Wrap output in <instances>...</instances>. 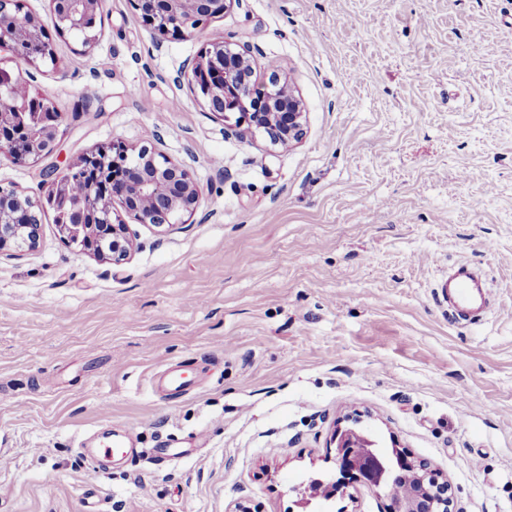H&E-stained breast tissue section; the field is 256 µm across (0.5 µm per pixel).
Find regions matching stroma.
I'll return each mask as SVG.
<instances>
[{
    "label": "stroma",
    "instance_id": "35a3bbf8",
    "mask_svg": "<svg viewBox=\"0 0 512 512\" xmlns=\"http://www.w3.org/2000/svg\"><path fill=\"white\" fill-rule=\"evenodd\" d=\"M106 11L94 52L57 36L33 71L61 158L147 145L202 199L164 235L130 222L119 265L63 242L49 207L35 251L0 253V512H298L354 416L430 464L454 512H512V0H237L193 38L152 34L132 0ZM215 33L293 83L297 145L225 134L174 85ZM0 185L49 193L4 156ZM462 261L490 291L474 325L435 300ZM172 362L197 388L170 401L152 378ZM111 423L146 449L207 441L99 474L79 445ZM345 491L332 512H389Z\"/></svg>",
    "mask_w": 512,
    "mask_h": 512
}]
</instances>
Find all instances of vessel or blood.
I'll use <instances>...</instances> for the list:
<instances>
[{
    "mask_svg": "<svg viewBox=\"0 0 512 512\" xmlns=\"http://www.w3.org/2000/svg\"><path fill=\"white\" fill-rule=\"evenodd\" d=\"M437 298L440 305L448 310L450 319L456 322L471 319L486 302L484 289L472 268L457 264L449 268L438 283ZM158 388L171 396L189 394L193 381L186 370L179 365L166 367L155 379ZM95 465L98 472L105 473L113 466L126 463L140 456L141 451L120 433L104 436L98 447L83 451Z\"/></svg>",
    "mask_w": 512,
    "mask_h": 512,
    "instance_id": "b4317fda",
    "label": "vessel or blood"
}]
</instances>
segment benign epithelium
I'll return each mask as SVG.
<instances>
[{
	"mask_svg": "<svg viewBox=\"0 0 512 512\" xmlns=\"http://www.w3.org/2000/svg\"><path fill=\"white\" fill-rule=\"evenodd\" d=\"M107 0H51L55 28L69 35L84 53L92 52L103 36ZM238 0H134L142 21L153 32L174 30L186 37L203 31L210 19L223 14ZM8 48L16 69H0V89L26 85L31 78L27 67L46 60L55 61L38 17L20 11L17 0H0V49ZM269 74L261 83L253 80L255 69L250 48H231L219 34L190 66L188 83L200 91L209 110L224 118L236 115L234 126L247 125L251 135L261 134L273 147L284 151L305 134V112L298 94L278 66H267ZM62 113L37 94L21 98L10 110H0V156L20 165L42 166L57 151V133ZM96 147L67 163V174L52 182L49 196L62 232L75 234L79 226L87 235V251L119 264L135 248L128 224L114 211L119 201L125 212L140 224L165 233L200 203V188L189 171L153 148L112 143ZM57 165L42 166L43 176H53ZM83 185L78 196L69 193L71 183ZM41 234V203L0 185V251L5 248L32 250ZM336 465L342 472L355 471L358 479L379 494L389 495L388 484L398 468L412 465L408 457L396 464L384 461L376 442L363 430H337ZM415 478L419 489L406 500H394L391 512H448V484L421 466Z\"/></svg>",
	"mask_w": 512,
	"mask_h": 512,
	"instance_id": "1",
	"label": "benign epithelium"
}]
</instances>
